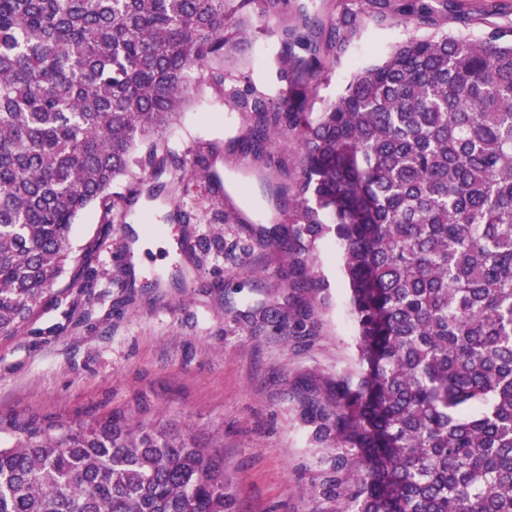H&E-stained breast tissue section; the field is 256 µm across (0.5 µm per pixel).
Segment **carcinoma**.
Returning a JSON list of instances; mask_svg holds the SVG:
<instances>
[{
    "label": "carcinoma",
    "instance_id": "cac0c4a2",
    "mask_svg": "<svg viewBox=\"0 0 512 512\" xmlns=\"http://www.w3.org/2000/svg\"><path fill=\"white\" fill-rule=\"evenodd\" d=\"M288 0H0V340L88 280L72 225L138 166L205 68L243 39L245 9ZM448 0H403L435 25ZM359 35L349 8L295 60L288 97L225 93L257 161L295 137L286 253L336 238L358 365L303 391L336 512H512V28L412 36L320 112L307 89ZM125 199V198H123ZM126 205L133 204L130 198ZM71 274L68 287L55 285ZM289 287L317 296L301 273ZM224 464L197 436L115 412L27 425L0 448V512H229Z\"/></svg>",
    "mask_w": 512,
    "mask_h": 512
}]
</instances>
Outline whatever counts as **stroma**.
<instances>
[{
  "label": "stroma",
  "mask_w": 512,
  "mask_h": 512,
  "mask_svg": "<svg viewBox=\"0 0 512 512\" xmlns=\"http://www.w3.org/2000/svg\"><path fill=\"white\" fill-rule=\"evenodd\" d=\"M341 9L342 0H289L276 15L251 8L241 50L225 63L222 79L207 78L165 132L161 152L186 170L198 153L215 152L223 191L197 177L189 196L165 191L151 199L139 176H129L119 190L137 203L125 223L95 205L73 224L74 248L101 243L96 273L87 287L47 304L24 334L0 340L1 445L31 422H88L121 410L197 434L224 460L234 512H332L321 494L327 451L311 440L301 394L304 383L325 385L354 365L339 250L331 237L310 249L306 272L328 282L323 297L292 291V257L268 231L292 225V197L278 188L297 179L301 145L289 139L267 165L242 154L235 143L248 117L225 101L224 88L287 95L294 71L281 56L282 28L324 44ZM386 14L385 29L375 15H360L350 51L312 81V111L335 101L358 68L428 33L400 22L395 9ZM493 26L512 27V0H448L440 29L480 39ZM177 206L191 218L186 230L197 240L199 272L184 288L170 264L166 287L146 286L123 264V226L146 210L165 225Z\"/></svg>",
  "instance_id": "obj_1"
}]
</instances>
